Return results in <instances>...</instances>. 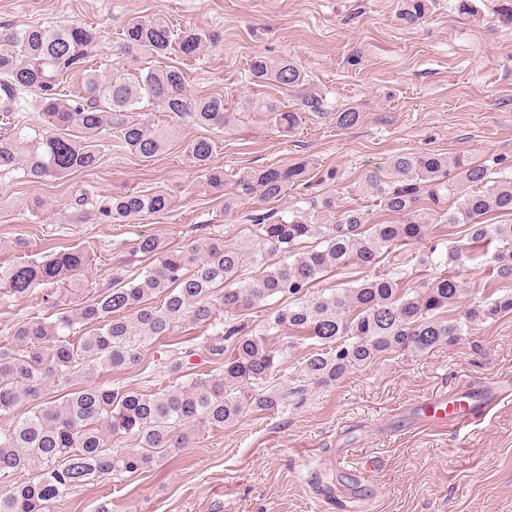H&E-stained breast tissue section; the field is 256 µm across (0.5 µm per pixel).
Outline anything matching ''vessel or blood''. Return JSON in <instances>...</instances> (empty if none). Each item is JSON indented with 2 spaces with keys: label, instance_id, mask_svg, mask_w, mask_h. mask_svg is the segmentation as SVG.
<instances>
[{
  "label": "vessel or blood",
  "instance_id": "b4317fda",
  "mask_svg": "<svg viewBox=\"0 0 512 512\" xmlns=\"http://www.w3.org/2000/svg\"><path fill=\"white\" fill-rule=\"evenodd\" d=\"M507 395V389L498 384L478 388L476 395L472 397L434 394L420 403L412 425L417 429L434 427L448 432H457L489 414L504 401ZM347 457V449H335L331 463L338 472L348 477L347 482L340 488L341 495L355 499L359 496L361 473L347 466Z\"/></svg>",
  "mask_w": 512,
  "mask_h": 512
}]
</instances>
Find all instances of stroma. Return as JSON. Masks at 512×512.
<instances>
[{"mask_svg":"<svg viewBox=\"0 0 512 512\" xmlns=\"http://www.w3.org/2000/svg\"><path fill=\"white\" fill-rule=\"evenodd\" d=\"M476 16L458 0H431L416 27L397 18V0H0V31L29 25L77 23L98 31L89 67L111 70L118 35L134 16L170 18L178 29L206 34L196 55L139 57L138 67H179L194 97L222 95L232 116L227 127L174 122L154 111L152 123L170 126L166 151L142 158L106 152L88 172L41 183L22 172L0 174V265L42 258L54 246H81L95 254L63 294L66 308L106 288L116 267L136 269L135 241L153 234L173 248L208 237L248 252L254 242L245 212L281 214L308 208L316 196L363 206L371 223L391 216L358 187L386 171L398 153H444L486 162L512 173V0H473ZM290 57L306 75L299 88L256 85L255 55ZM308 94L322 109L302 112L299 126L279 131L247 102L260 96L285 110L300 109ZM353 109L359 122L339 127L337 112ZM214 143L213 165L234 180L255 168L307 162L303 182L281 200L257 199L225 210L208 192L205 176L185 161V144ZM92 198L77 207L81 189ZM128 191L167 193L161 215L115 224L99 207ZM41 293L15 300L0 293V342L6 325L52 315ZM279 352L270 383L291 396L276 412L250 411L224 428L196 431L187 448L158 459L152 469L95 480L56 503L53 512H354L342 499L317 501L311 491L327 461L314 449L348 448L353 464L369 467L363 487L374 512H512V399L480 423L456 433L402 430L389 437L392 415L436 392L468 382L512 379V313L476 327L458 343L425 353L395 352L354 368L336 384L305 387L302 368L318 343L268 336ZM166 347H146L140 363L100 381L145 393L169 384Z\"/></svg>","mask_w":512,"mask_h":512,"instance_id":"stroma-1","label":"stroma"}]
</instances>
